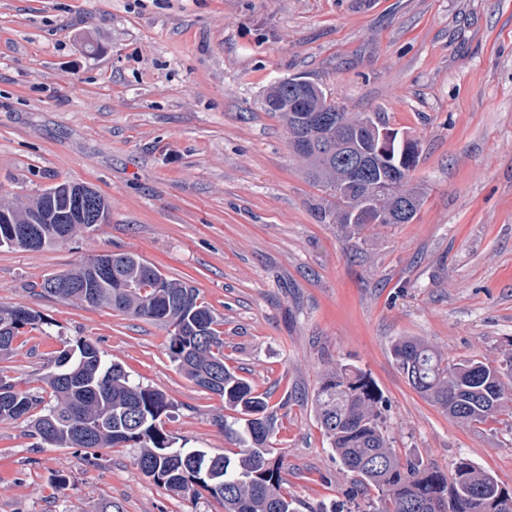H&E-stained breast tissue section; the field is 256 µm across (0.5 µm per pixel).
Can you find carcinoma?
Instances as JSON below:
<instances>
[{
	"instance_id": "cac0c4a2",
	"label": "carcinoma",
	"mask_w": 512,
	"mask_h": 512,
	"mask_svg": "<svg viewBox=\"0 0 512 512\" xmlns=\"http://www.w3.org/2000/svg\"><path fill=\"white\" fill-rule=\"evenodd\" d=\"M289 79L272 84L264 98L266 110L283 118L289 145L308 166L310 177L334 192L349 195L336 222H351L369 193L346 185L337 157L328 158L312 141L301 116L336 113L319 86L298 96ZM59 219L37 225L42 250L90 232V224L74 219L73 200L56 202ZM50 202L37 195L27 202L0 199V215L17 230L36 215L49 212ZM112 283L85 288L93 254L71 270L31 284L32 293L94 308H107L148 320L166 333L171 361L195 385L224 398L236 412L215 420L237 448L210 456L199 449L176 448L162 426L174 408L159 389L130 379L123 366L106 358L95 343L79 339L50 360L38 381L50 390L44 403L38 393L20 390L0 369V421L25 418L29 436L51 448L138 449L136 464L154 483L175 494L193 497L205 491L224 512H298L296 499L285 489L282 462L271 438L278 421L270 397L257 392L226 363L221 320L199 302L197 289L169 279L133 253H109ZM45 324L37 311L0 306V359L14 353V341L30 328ZM391 355L409 384L462 424H485L512 412V353L490 362L477 358L450 361L420 338H400ZM219 371L220 384L207 386L203 374ZM312 405L343 479L352 487L374 489L357 512H512V489L496 475L469 462L457 463L447 475L411 454L393 448L384 398L359 369L338 363L325 374ZM39 413L33 415L31 411Z\"/></svg>"
}]
</instances>
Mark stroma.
Returning <instances> with one entry per match:
<instances>
[{"label": "stroma", "instance_id": "stroma-1", "mask_svg": "<svg viewBox=\"0 0 512 512\" xmlns=\"http://www.w3.org/2000/svg\"><path fill=\"white\" fill-rule=\"evenodd\" d=\"M303 76L353 114L416 139L425 199L408 224L352 231L266 111ZM73 181L109 223L49 249L0 248V305L45 318L0 363L21 388L86 338L174 407L176 446L224 453L223 398L170 361L157 325L33 295L91 254L131 252L190 282L224 321V354L278 404L272 438L300 512H345L349 488L311 399L336 363L389 404L392 445L512 487V420L468 425L390 355L421 337L449 359L512 350V0H0V196ZM133 448H41L0 421V512H223L145 477Z\"/></svg>", "mask_w": 512, "mask_h": 512}]
</instances>
